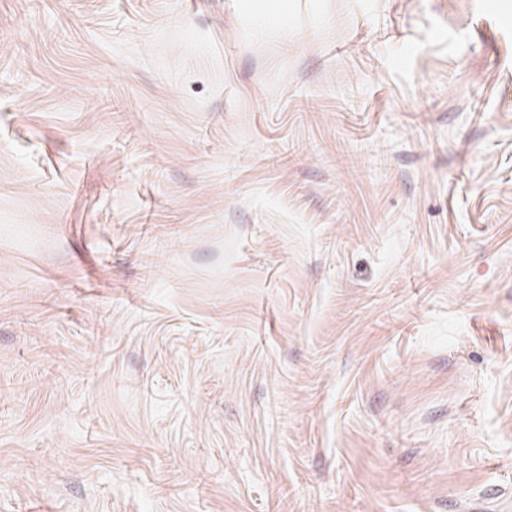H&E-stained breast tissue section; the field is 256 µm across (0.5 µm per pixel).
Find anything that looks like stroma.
<instances>
[{"mask_svg":"<svg viewBox=\"0 0 512 512\" xmlns=\"http://www.w3.org/2000/svg\"><path fill=\"white\" fill-rule=\"evenodd\" d=\"M0 0V512H512V0ZM248 12L256 18L280 23L288 21L287 5L279 0H251L246 5Z\"/></svg>","mask_w":512,"mask_h":512,"instance_id":"1","label":"stroma"}]
</instances>
